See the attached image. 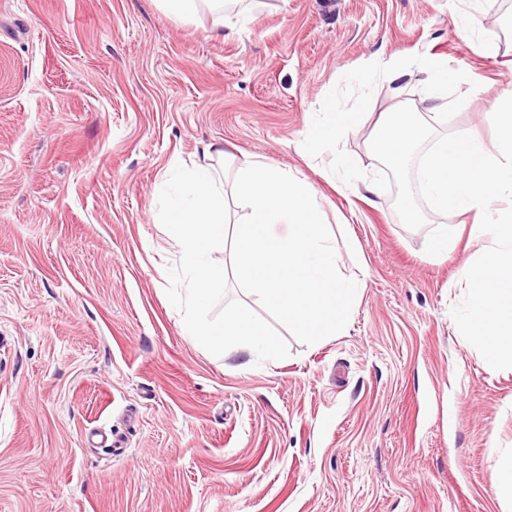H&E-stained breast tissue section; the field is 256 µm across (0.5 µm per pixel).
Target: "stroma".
<instances>
[{"label":"stroma","mask_w":512,"mask_h":512,"mask_svg":"<svg viewBox=\"0 0 512 512\" xmlns=\"http://www.w3.org/2000/svg\"><path fill=\"white\" fill-rule=\"evenodd\" d=\"M394 54L458 74L466 102L437 133L493 143L512 0H255L220 38L157 0H0V512H512V369L450 315L482 244L433 257L462 216L408 229L393 192L302 148L342 76ZM425 94L419 75L380 79L343 149L378 171L374 114ZM176 157L225 167L228 193L255 161L313 186L340 273L365 278L342 332L259 365L183 335L158 217Z\"/></svg>","instance_id":"1"}]
</instances>
